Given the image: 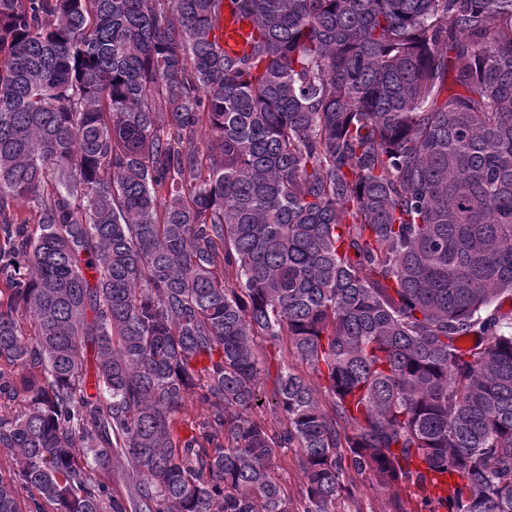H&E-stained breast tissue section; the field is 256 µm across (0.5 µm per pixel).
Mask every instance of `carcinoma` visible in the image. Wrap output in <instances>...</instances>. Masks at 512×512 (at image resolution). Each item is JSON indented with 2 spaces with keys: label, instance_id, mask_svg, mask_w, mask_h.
Here are the masks:
<instances>
[{
  "label": "carcinoma",
  "instance_id": "cac0c4a2",
  "mask_svg": "<svg viewBox=\"0 0 512 512\" xmlns=\"http://www.w3.org/2000/svg\"><path fill=\"white\" fill-rule=\"evenodd\" d=\"M224 2L0 0V512H512V0ZM253 22L237 11L232 0H226L224 14L213 31L214 39L229 55L248 52L253 34ZM259 359L261 366L259 388L263 405L253 410L251 415L254 419L261 420L272 428L279 426V419L273 410V405L270 400L273 397L274 380L277 370L280 365L283 366L287 364L305 373L318 385L322 390L320 393L321 403L326 411H330L331 398L322 388L324 381L319 379L315 374H312L305 365H302L296 358L289 354L285 341L281 342L279 345L259 341ZM295 453L288 450V456L282 462V468L278 470V478L283 487L294 500H299L302 476L295 465ZM349 490L348 506L354 512H382L391 496V491L372 486L365 475L352 474Z\"/></svg>",
  "mask_w": 512,
  "mask_h": 512
}]
</instances>
